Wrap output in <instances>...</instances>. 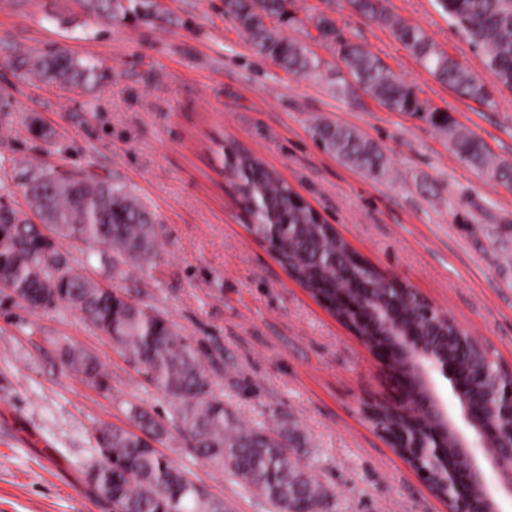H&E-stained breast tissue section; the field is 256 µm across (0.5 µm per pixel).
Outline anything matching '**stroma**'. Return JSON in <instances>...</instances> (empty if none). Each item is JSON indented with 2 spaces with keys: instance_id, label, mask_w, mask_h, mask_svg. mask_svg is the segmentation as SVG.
Returning <instances> with one entry per match:
<instances>
[{
  "instance_id": "stroma-1",
  "label": "stroma",
  "mask_w": 512,
  "mask_h": 512,
  "mask_svg": "<svg viewBox=\"0 0 512 512\" xmlns=\"http://www.w3.org/2000/svg\"><path fill=\"white\" fill-rule=\"evenodd\" d=\"M477 75L483 105L459 96L383 25L346 0H294L289 36L322 59L317 77L258 55L224 0H165L150 21L120 24L70 0H0V186L25 209L29 164L90 170L126 186L159 216L153 264L122 266L115 287L142 298L203 345L212 388L239 422L297 429L298 458L331 492L327 512H448L374 430L367 404L391 399L376 355L304 288L254 234L223 174L224 148L261 158L381 270L416 288L512 367V189L462 162L445 132L392 112L350 86L335 48L315 40L328 13L341 40L387 64L512 164V91L435 0H388ZM99 61L89 90L21 75L13 57L50 46ZM359 129L387 160L372 178L326 153L318 121ZM72 345L111 376L101 392L60 359ZM162 424L172 406L103 335L67 310L0 305V512H112L75 468L98 423L132 428L128 403ZM158 449L195 473L227 512H271L236 479L196 463L177 433Z\"/></svg>"
}]
</instances>
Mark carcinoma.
Masks as SVG:
<instances>
[{
  "label": "carcinoma",
  "mask_w": 512,
  "mask_h": 512,
  "mask_svg": "<svg viewBox=\"0 0 512 512\" xmlns=\"http://www.w3.org/2000/svg\"><path fill=\"white\" fill-rule=\"evenodd\" d=\"M82 10L110 22L147 19L156 14L154 0H75ZM355 11L391 28L395 39L420 60L437 81L480 103L488 102L485 84L454 58L439 50L420 27L402 23L388 12L385 0H347ZM290 0H224V14L247 35L254 51L298 76L321 74L322 61L301 40L284 34L294 20ZM437 4L482 63L502 86L512 89V0H437ZM315 27L327 43H336L334 21L321 14ZM338 57L353 84L391 112H422L430 123L448 134L454 154L499 184L512 183V165L492 158L481 137L459 130L448 113L429 110L382 60L354 42H340ZM23 75L73 88H83L102 77L101 67L77 58L65 49L16 57ZM322 148L346 164L374 177L384 174L386 159L380 147L355 128L322 122L313 130ZM224 175L237 200L259 233L269 232L270 246L288 274L316 299L324 300L337 317L360 322L365 336H384L382 327L369 329L350 309L366 290L374 308L395 318L419 336L430 335L420 321L418 297L399 282H386L380 271L352 254L332 225L314 215L287 182L258 157L239 145L224 147ZM27 204L40 224L24 213L0 207V265L11 278L6 298L32 312L69 308L86 325L104 335L159 392L170 399L172 428L189 442L187 451L202 465L228 473L243 487L271 502L276 512H320L327 491L291 452L301 436L295 429L265 425L242 426L214 392L205 370L204 352L162 311L135 296L129 288H101L86 278L61 248V240L78 239L93 247L107 246L101 265L117 273L131 262L150 263L158 257V227L152 210L127 187L86 171L70 173L56 168L28 170L23 183ZM55 290L51 302L39 292ZM436 352L461 367L479 366L484 378L465 392L483 402V419L500 431L512 423L496 410L500 386L509 374L487 349L469 343H437ZM65 366L99 391L111 388V377L97 358L73 347L61 349ZM127 412L139 432L109 423L92 432L94 445L78 461L86 482L107 501L112 512H224V501L198 483L194 474L160 454L153 442L167 429L145 408L129 404ZM373 415L394 429L422 433L427 425L411 414L378 406Z\"/></svg>",
  "instance_id": "obj_1"
}]
</instances>
